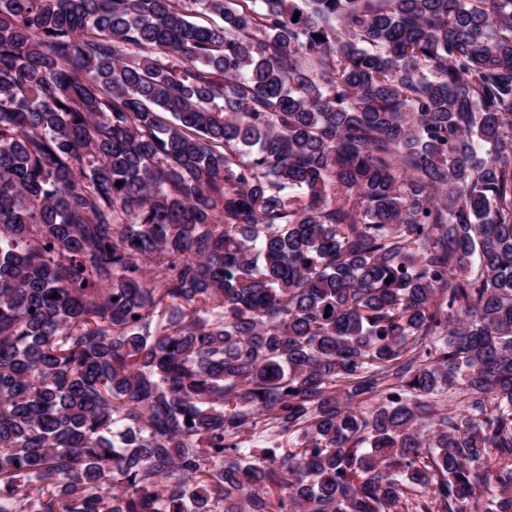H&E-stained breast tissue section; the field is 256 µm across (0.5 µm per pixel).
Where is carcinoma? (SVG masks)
<instances>
[{"mask_svg": "<svg viewBox=\"0 0 512 512\" xmlns=\"http://www.w3.org/2000/svg\"><path fill=\"white\" fill-rule=\"evenodd\" d=\"M22 508L512 512V0H0Z\"/></svg>", "mask_w": 512, "mask_h": 512, "instance_id": "cac0c4a2", "label": "carcinoma"}]
</instances>
